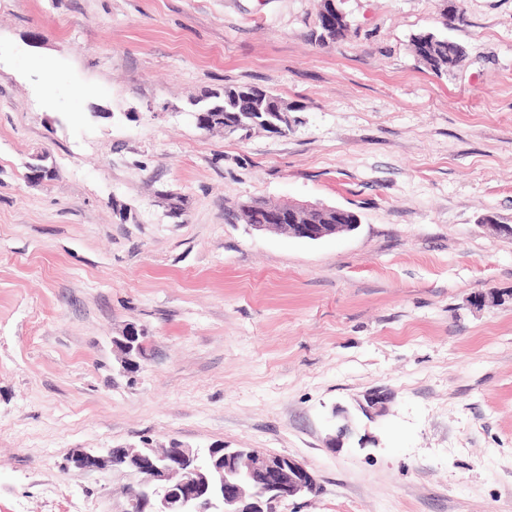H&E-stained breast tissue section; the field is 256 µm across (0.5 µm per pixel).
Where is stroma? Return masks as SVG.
Returning a JSON list of instances; mask_svg holds the SVG:
<instances>
[{"mask_svg": "<svg viewBox=\"0 0 512 512\" xmlns=\"http://www.w3.org/2000/svg\"><path fill=\"white\" fill-rule=\"evenodd\" d=\"M319 5L0 0V512H125L140 475L70 456L144 439L295 458L318 490L281 512H512V237L481 226L512 225V0H343L329 45ZM227 85L287 132L199 129ZM254 200L359 225L266 233ZM414 42L418 50V60L437 75L448 74L464 57L458 55L457 47L453 43L448 42L447 39H440L430 33L415 37ZM424 45H427L425 53L421 50V47ZM146 336H142L135 328L126 331L120 338H115V346L121 353V363L128 373H135L146 358ZM336 418H339L336 422ZM334 421L332 422V432L327 440L328 448L336 451V449L344 448L345 442L349 441L357 433V424L353 417L346 412H334Z\"/></svg>", "mask_w": 512, "mask_h": 512, "instance_id": "1", "label": "stroma"}]
</instances>
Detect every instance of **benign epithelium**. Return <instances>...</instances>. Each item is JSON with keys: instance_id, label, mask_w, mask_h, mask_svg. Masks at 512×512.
Instances as JSON below:
<instances>
[{"instance_id": "1", "label": "benign epithelium", "mask_w": 512, "mask_h": 512, "mask_svg": "<svg viewBox=\"0 0 512 512\" xmlns=\"http://www.w3.org/2000/svg\"><path fill=\"white\" fill-rule=\"evenodd\" d=\"M323 24L320 37L326 43L336 41V31L347 33L350 24L340 6L342 0H323ZM224 106L215 100H200L194 112L199 128L211 131L224 126ZM288 113L274 112L253 119L246 131L270 132L285 129ZM250 211L261 210L263 223L253 229L288 238L318 241L351 232L355 224H328L330 215L341 217L345 209L289 203L283 206L251 204ZM123 368L134 373L146 358L145 337L131 328L115 339ZM332 434L327 447H344L357 433L353 417L341 411L333 415ZM113 449L105 452L77 449L71 457L80 469L112 466ZM122 466L144 475L143 483L128 497V512H278L283 500L316 490L315 476L299 461L287 455L261 453L251 448H224L222 454L210 447L191 448L172 440L167 446L123 448Z\"/></svg>"}]
</instances>
